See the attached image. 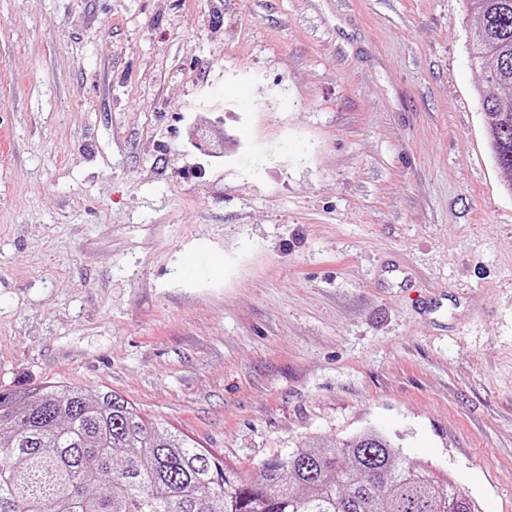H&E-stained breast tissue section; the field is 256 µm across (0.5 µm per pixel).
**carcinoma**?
<instances>
[{"label": "carcinoma", "instance_id": "obj_1", "mask_svg": "<svg viewBox=\"0 0 512 512\" xmlns=\"http://www.w3.org/2000/svg\"><path fill=\"white\" fill-rule=\"evenodd\" d=\"M472 61L512 90V0H470ZM497 168L512 182V98L482 93ZM463 492L370 430L262 464L224 465L114 392L0 390V512H453Z\"/></svg>", "mask_w": 512, "mask_h": 512}]
</instances>
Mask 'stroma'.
Returning a JSON list of instances; mask_svg holds the SVG:
<instances>
[{
    "instance_id": "obj_1",
    "label": "stroma",
    "mask_w": 512,
    "mask_h": 512,
    "mask_svg": "<svg viewBox=\"0 0 512 512\" xmlns=\"http://www.w3.org/2000/svg\"><path fill=\"white\" fill-rule=\"evenodd\" d=\"M468 0H0V389L231 466L373 429L512 512V194ZM219 258L220 275L188 260Z\"/></svg>"
}]
</instances>
